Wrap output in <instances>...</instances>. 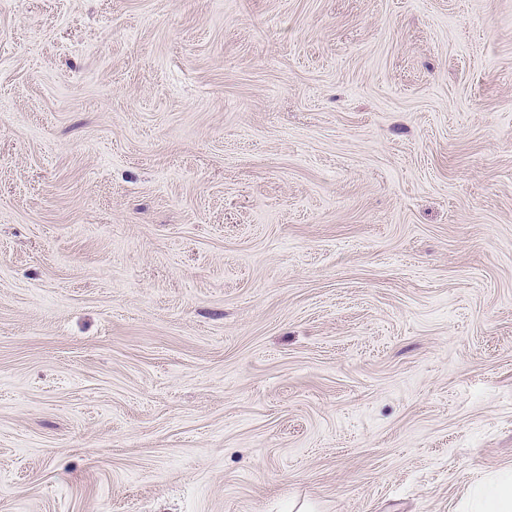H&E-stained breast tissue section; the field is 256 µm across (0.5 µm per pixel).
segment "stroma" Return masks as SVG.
<instances>
[{
  "instance_id": "obj_1",
  "label": "stroma",
  "mask_w": 512,
  "mask_h": 512,
  "mask_svg": "<svg viewBox=\"0 0 512 512\" xmlns=\"http://www.w3.org/2000/svg\"><path fill=\"white\" fill-rule=\"evenodd\" d=\"M507 467L512 0H0V512Z\"/></svg>"
}]
</instances>
